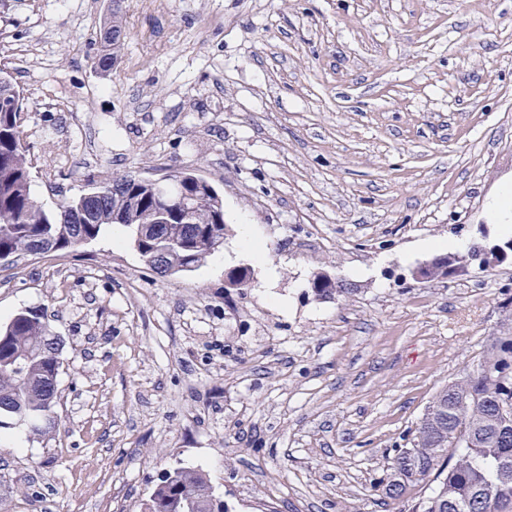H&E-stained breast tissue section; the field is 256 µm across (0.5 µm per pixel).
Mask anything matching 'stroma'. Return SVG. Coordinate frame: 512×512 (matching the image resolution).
<instances>
[{
	"label": "stroma",
	"mask_w": 512,
	"mask_h": 512,
	"mask_svg": "<svg viewBox=\"0 0 512 512\" xmlns=\"http://www.w3.org/2000/svg\"><path fill=\"white\" fill-rule=\"evenodd\" d=\"M0 0L33 193L182 168L224 197V245L153 272L128 228L0 262V324L62 337L51 426L0 429V512H143L205 471L229 512H401L395 444L512 320V256L419 280L432 241L501 243L512 183V0ZM254 225L277 272L238 252ZM247 265L246 287L224 285ZM350 294L317 299L315 278ZM125 36L119 5H117L112 10V18L104 26L100 35L101 50L97 58V67L107 70L112 66L123 48ZM489 217L502 234H512V186H504L488 204Z\"/></svg>",
	"instance_id": "stroma-1"
}]
</instances>
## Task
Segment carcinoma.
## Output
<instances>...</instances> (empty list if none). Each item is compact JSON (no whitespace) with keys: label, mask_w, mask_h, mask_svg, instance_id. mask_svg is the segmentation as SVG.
Here are the masks:
<instances>
[{"label":"carcinoma","mask_w":512,"mask_h":512,"mask_svg":"<svg viewBox=\"0 0 512 512\" xmlns=\"http://www.w3.org/2000/svg\"><path fill=\"white\" fill-rule=\"evenodd\" d=\"M125 31L120 9L100 35L97 67L107 70L123 48ZM23 97L8 78L0 79V254L32 252L43 255L72 249L96 239L105 227H158V235L181 248L156 259L154 243L140 246L145 264L167 274L196 253L204 259L213 238L224 234V198L216 188L181 170L166 190L192 199L188 212L164 208L154 188L131 175L91 181L71 199L48 211L33 196L27 148L21 131ZM317 296L330 299L349 293L348 283L314 286ZM44 312L28 310L0 326V416L19 419L49 415L57 398L54 378L62 343L51 342ZM443 404L432 420L418 422L409 433L414 456L395 449L391 469L399 481L386 484L393 500H405L425 485L411 512H512V324L486 341L482 358L433 399ZM212 489L206 474L178 468L158 479L146 505L148 512H222L207 502Z\"/></svg>","instance_id":"carcinoma-1"}]
</instances>
